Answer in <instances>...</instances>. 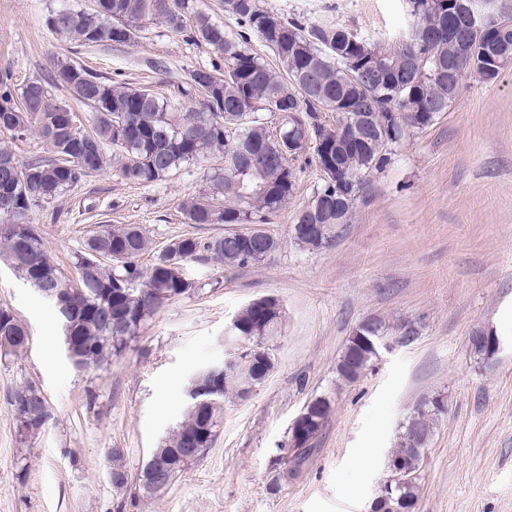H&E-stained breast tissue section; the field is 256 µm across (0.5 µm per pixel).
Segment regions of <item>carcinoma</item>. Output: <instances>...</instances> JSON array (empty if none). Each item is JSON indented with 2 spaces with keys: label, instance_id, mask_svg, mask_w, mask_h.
<instances>
[{
  "label": "carcinoma",
  "instance_id": "cac0c4a2",
  "mask_svg": "<svg viewBox=\"0 0 512 512\" xmlns=\"http://www.w3.org/2000/svg\"><path fill=\"white\" fill-rule=\"evenodd\" d=\"M413 22L405 40L386 47L371 43L351 31L325 23L305 24L285 18L260 5V0H224V13L238 26L227 30L198 9L196 0H93L87 10L62 6L51 11L46 24L61 38L81 46L136 42L142 24L160 22L171 32L213 48L224 66H198L188 71L186 93L199 91V107L177 111L170 100L150 89L131 88L103 81L83 67L56 59L44 79L33 78L18 86L12 76L0 74V244L23 279L34 280L40 293L63 289L66 307L75 312V343L71 362L78 368L97 365L120 355L144 329L147 321L169 301L189 293L193 282L175 276L168 266V252L181 264L215 260L229 268L261 262L276 248L271 236L246 239L238 233L202 241L185 236L155 251L153 263L142 270L139 258L152 242L138 226L105 225L73 255L79 285L68 283L44 251L41 236L31 224L33 208L48 204L83 178L116 167L135 186L162 181L183 165L209 156H224V166L207 174L209 192L188 198L180 208L189 224H270L288 203L295 186L291 162L306 148L320 171L321 183L293 218L316 226L314 235H294L312 251L336 243V225L349 224L366 175L389 164L391 155L411 132L431 126L448 111V84L441 67L454 56L448 40L415 37L420 28L432 30L448 21V0H407ZM494 39L476 28L466 46L469 60L465 75L485 78L492 46L512 49V13L496 17ZM256 35L273 52V68L251 44ZM377 61L383 74L363 78L362 60ZM313 83L304 84L308 77ZM63 87L69 96L92 108L91 130L77 132L67 105L53 101L50 86ZM335 113L334 123L323 113ZM367 112L368 141L336 154V125ZM31 132L38 134L47 155L20 160L9 145ZM234 336L250 343L233 379L220 391L240 395L249 383L256 385L273 366L261 353L263 344L277 335L282 322L279 303L272 299L257 310L244 306ZM7 352H18L29 343V333L11 310L0 306V339ZM369 348L347 340L336 372L357 381L372 363ZM11 406L19 436L26 440L41 433L51 411L41 389L28 384L13 393ZM221 406L192 407L165 446L151 457L193 447L204 454L211 447ZM325 426L330 403L314 398L304 407ZM441 409H430L417 423L401 425V444L393 456L415 473L425 447L417 432L432 435ZM287 471L299 472L314 448L290 449ZM112 473L125 489L129 476L120 449L112 450ZM175 477L158 483L148 465L137 475L147 493L166 490ZM418 483L404 484L389 498L374 502L373 512H406L417 502Z\"/></svg>",
  "mask_w": 512,
  "mask_h": 512
}]
</instances>
